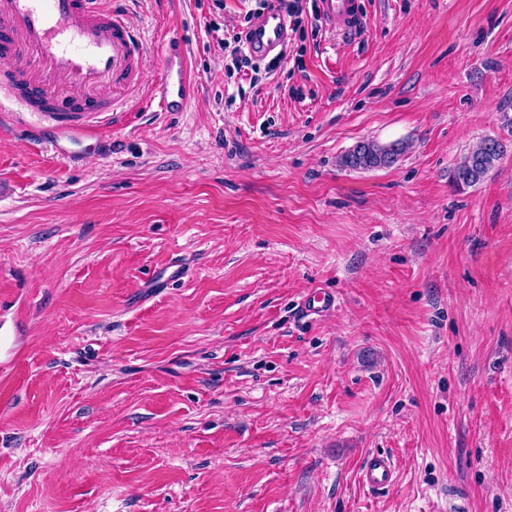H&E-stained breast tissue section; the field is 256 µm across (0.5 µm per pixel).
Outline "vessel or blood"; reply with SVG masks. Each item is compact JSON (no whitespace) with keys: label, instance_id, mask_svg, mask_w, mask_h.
Masks as SVG:
<instances>
[{"label":"vessel or blood","instance_id":"obj_1","mask_svg":"<svg viewBox=\"0 0 512 512\" xmlns=\"http://www.w3.org/2000/svg\"><path fill=\"white\" fill-rule=\"evenodd\" d=\"M320 14L339 32L360 26V0H320ZM287 20L266 11L251 27L248 49L263 58L283 49ZM144 45L125 14L100 0H0V96L15 106L14 124L34 142H50L62 158L82 160L87 148L99 157L112 155V137L105 131L119 108L116 91L131 90L143 80ZM163 67L147 94L146 105L159 112L188 111L197 85L188 68L187 47L179 35L161 44ZM37 115L28 124L25 114ZM189 266L172 256L155 270L146 288H165L184 280ZM305 313L334 311L336 298L308 296ZM361 482L372 491L388 488L394 467L388 456L371 455Z\"/></svg>","mask_w":512,"mask_h":512}]
</instances>
